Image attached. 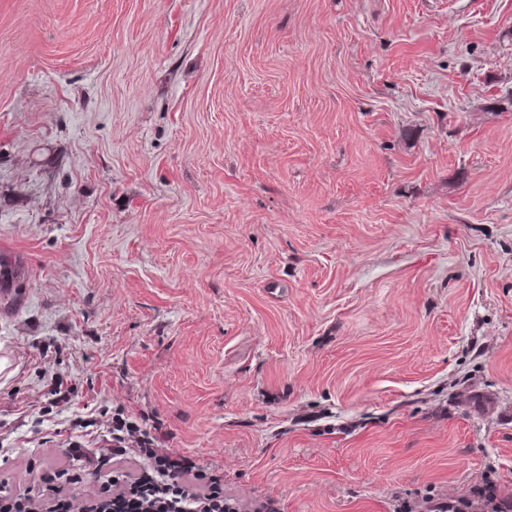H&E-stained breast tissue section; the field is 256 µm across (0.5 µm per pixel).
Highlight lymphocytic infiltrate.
Returning a JSON list of instances; mask_svg holds the SVG:
<instances>
[{"mask_svg": "<svg viewBox=\"0 0 512 512\" xmlns=\"http://www.w3.org/2000/svg\"><path fill=\"white\" fill-rule=\"evenodd\" d=\"M78 426L59 458L45 435L33 448H0L1 466L25 460V488L0 489V512H241L223 475L159 447L152 425L114 417Z\"/></svg>", "mask_w": 512, "mask_h": 512, "instance_id": "obj_1", "label": "lymphocytic infiltrate"}]
</instances>
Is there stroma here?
Segmentation results:
<instances>
[{
  "label": "stroma",
  "instance_id": "obj_1",
  "mask_svg": "<svg viewBox=\"0 0 512 512\" xmlns=\"http://www.w3.org/2000/svg\"><path fill=\"white\" fill-rule=\"evenodd\" d=\"M1 243L0 448L121 411L244 512L512 498V0H0ZM18 252L11 247H0V295L11 301L15 294V285L21 278L28 276L27 266H22Z\"/></svg>",
  "mask_w": 512,
  "mask_h": 512
}]
</instances>
